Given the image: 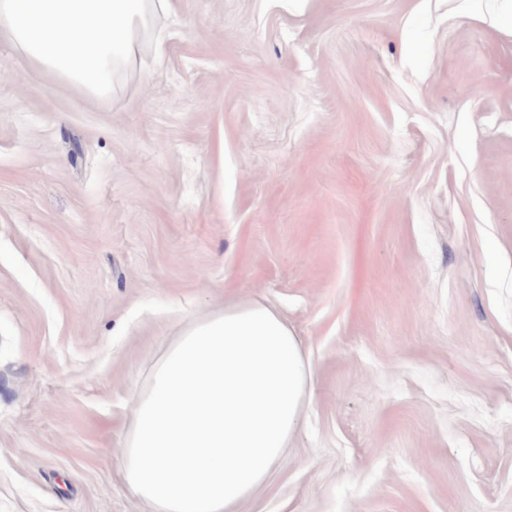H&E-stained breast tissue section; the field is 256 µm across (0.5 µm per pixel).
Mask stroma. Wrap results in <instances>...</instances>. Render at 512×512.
<instances>
[{"instance_id":"stroma-1","label":"stroma","mask_w":512,"mask_h":512,"mask_svg":"<svg viewBox=\"0 0 512 512\" xmlns=\"http://www.w3.org/2000/svg\"><path fill=\"white\" fill-rule=\"evenodd\" d=\"M163 27L104 99L0 39V512H142L131 396L248 300L313 398L242 512H512V28L491 0Z\"/></svg>"}]
</instances>
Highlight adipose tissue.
Masks as SVG:
<instances>
[{"mask_svg": "<svg viewBox=\"0 0 512 512\" xmlns=\"http://www.w3.org/2000/svg\"><path fill=\"white\" fill-rule=\"evenodd\" d=\"M172 0H0V39L95 98L138 69ZM310 363L282 317L258 302L191 321L133 397L117 455L153 512H237L285 456L310 405Z\"/></svg>", "mask_w": 512, "mask_h": 512, "instance_id": "ef3b65f1", "label": "adipose tissue"}]
</instances>
